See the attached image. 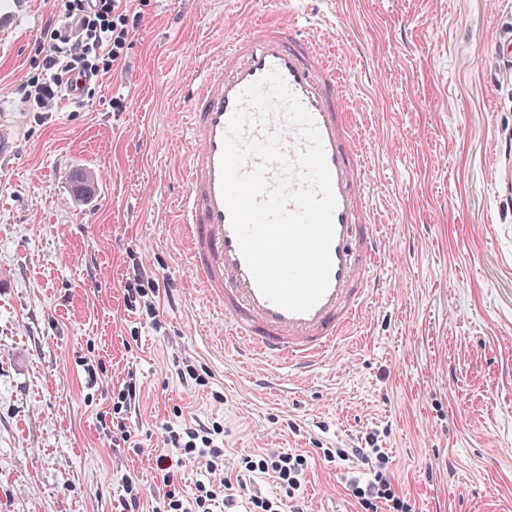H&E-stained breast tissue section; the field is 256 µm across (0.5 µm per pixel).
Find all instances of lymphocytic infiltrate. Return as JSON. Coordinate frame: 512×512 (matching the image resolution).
<instances>
[{
  "label": "lymphocytic infiltrate",
  "mask_w": 512,
  "mask_h": 512,
  "mask_svg": "<svg viewBox=\"0 0 512 512\" xmlns=\"http://www.w3.org/2000/svg\"><path fill=\"white\" fill-rule=\"evenodd\" d=\"M145 0H58L56 16L49 19L39 44V71L26 81L35 101L54 100L62 86L79 78L97 79L125 61L131 39L141 21ZM128 311L148 318L161 328L158 298L160 287L141 263H133L124 285ZM141 385L135 372H127L112 398L117 417L115 430L105 436L113 446L136 448L137 442L126 420L138 404ZM219 424L164 423L163 443L181 460L201 464L205 481L199 482L193 498H184L173 473L160 474L163 497L158 512H210L215 497H223L224 512H235L241 496L249 498V512H281L284 500L300 497L308 469L306 456L279 448H265L246 455L233 467H226L224 451L214 441L220 435ZM325 462L350 464L355 475L346 488L368 512H403L397 495L389 456L376 436H368L364 446L327 448ZM269 480L280 490L270 498L262 494L259 480Z\"/></svg>",
  "instance_id": "1"
}]
</instances>
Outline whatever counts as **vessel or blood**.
I'll return each instance as SVG.
<instances>
[{
    "label": "vessel or blood",
    "instance_id": "b4317fda",
    "mask_svg": "<svg viewBox=\"0 0 512 512\" xmlns=\"http://www.w3.org/2000/svg\"><path fill=\"white\" fill-rule=\"evenodd\" d=\"M346 59L331 54L311 36L296 11L271 18L255 16L224 42V52L202 55L187 81L186 162L183 190L174 203L186 241L192 282L223 329L218 340L250 364L253 383L269 384L268 366L285 363L308 373L336 351L343 336L367 309L380 282L384 248L371 204L375 185L368 171L364 139L351 113L352 95L343 73ZM279 71L312 116L331 173L336 209L330 248L329 286L309 311L291 312L259 291L240 251L222 193L221 161L228 123L238 98L250 84ZM277 131L288 157L304 144L282 112L252 125L247 136ZM498 164L493 190L512 197V134L496 138Z\"/></svg>",
    "mask_w": 512,
    "mask_h": 512
}]
</instances>
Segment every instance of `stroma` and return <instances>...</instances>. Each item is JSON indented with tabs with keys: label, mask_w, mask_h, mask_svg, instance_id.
<instances>
[{
	"label": "stroma",
	"mask_w": 512,
	"mask_h": 512,
	"mask_svg": "<svg viewBox=\"0 0 512 512\" xmlns=\"http://www.w3.org/2000/svg\"><path fill=\"white\" fill-rule=\"evenodd\" d=\"M56 8L0 0V112L17 128L14 160L0 161V512H116L129 479L152 512L161 465L193 496L203 469L158 438L175 420L218 422L229 462L269 445L308 455L304 512H364L345 468L316 451L374 432L408 512H512V201L492 191L512 70L490 42L512 0H311L348 60L390 258L334 356L308 376L273 367L282 392L256 389L217 343L171 218L183 81L272 0H147L125 65L83 103L43 106L25 79ZM134 258L163 291L162 329L124 305ZM177 358L208 386L184 388ZM130 370L139 455L100 428Z\"/></svg>",
	"instance_id": "obj_1"
}]
</instances>
